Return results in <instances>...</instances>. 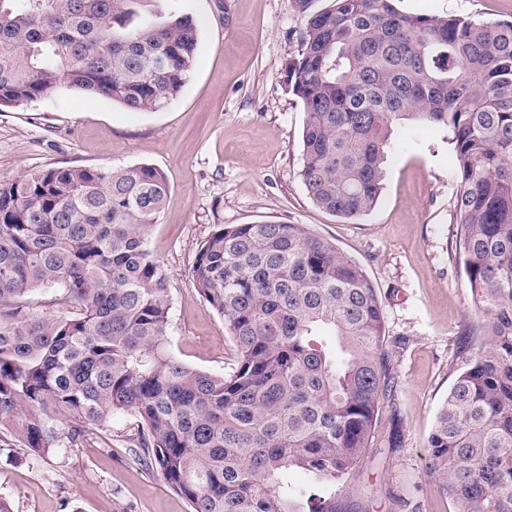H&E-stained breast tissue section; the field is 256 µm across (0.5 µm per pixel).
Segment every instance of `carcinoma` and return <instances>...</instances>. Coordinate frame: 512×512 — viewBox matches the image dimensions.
<instances>
[{
	"label": "carcinoma",
	"instance_id": "carcinoma-1",
	"mask_svg": "<svg viewBox=\"0 0 512 512\" xmlns=\"http://www.w3.org/2000/svg\"><path fill=\"white\" fill-rule=\"evenodd\" d=\"M153 9L142 15L137 7ZM169 0H0V106L61 87L129 112L176 99L199 31ZM396 0H293L288 83L312 202L376 206L395 125L451 132L455 237L482 319L427 441L457 512H512V21L408 14ZM170 185L151 165L51 167L0 183V457L46 456L126 412L133 451L190 512H336L395 376L377 289L303 224H217L192 278L224 316L229 371L171 352L170 280L148 248ZM58 287L70 315L32 312ZM300 471L306 484L288 485Z\"/></svg>",
	"mask_w": 512,
	"mask_h": 512
}]
</instances>
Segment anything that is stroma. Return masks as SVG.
I'll return each mask as SVG.
<instances>
[{
    "label": "stroma",
    "mask_w": 512,
    "mask_h": 512,
    "mask_svg": "<svg viewBox=\"0 0 512 512\" xmlns=\"http://www.w3.org/2000/svg\"><path fill=\"white\" fill-rule=\"evenodd\" d=\"M199 30L197 63L180 95L134 113L76 90L0 109V182L50 167L149 164L169 179L148 247L170 279L172 348L182 362L227 371L235 345L200 295L191 269L219 224L305 225L359 262L379 292L393 348L392 406L373 448L344 478L336 512H457L426 474L437 411L472 357L463 333L478 305L452 235L453 147L447 129L395 127L373 211L338 218L310 200L299 170L305 112L288 86L307 17L291 0H179ZM400 10L512 20V0H400ZM136 420L92 429L47 459H0V497L12 512H190L160 472L131 451ZM400 435L401 445L388 439Z\"/></svg>",
    "instance_id": "obj_1"
}]
</instances>
